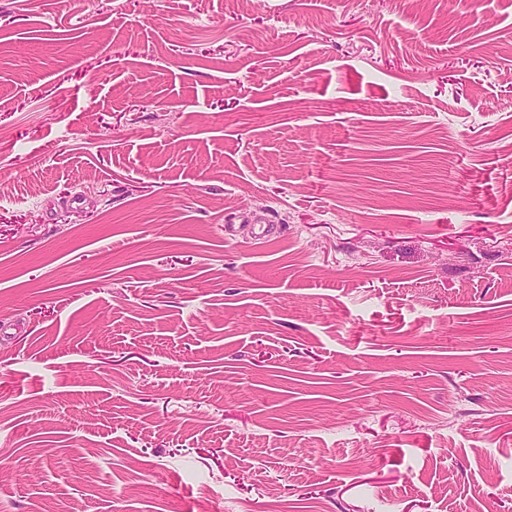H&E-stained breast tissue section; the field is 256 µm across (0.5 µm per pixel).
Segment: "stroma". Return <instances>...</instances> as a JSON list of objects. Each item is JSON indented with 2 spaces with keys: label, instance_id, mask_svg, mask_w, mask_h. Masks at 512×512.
<instances>
[{
  "label": "stroma",
  "instance_id": "stroma-1",
  "mask_svg": "<svg viewBox=\"0 0 512 512\" xmlns=\"http://www.w3.org/2000/svg\"><path fill=\"white\" fill-rule=\"evenodd\" d=\"M300 503L512 512V0H0V512Z\"/></svg>",
  "mask_w": 512,
  "mask_h": 512
}]
</instances>
